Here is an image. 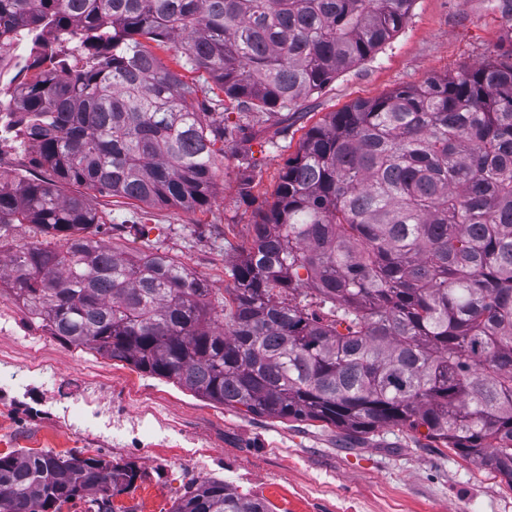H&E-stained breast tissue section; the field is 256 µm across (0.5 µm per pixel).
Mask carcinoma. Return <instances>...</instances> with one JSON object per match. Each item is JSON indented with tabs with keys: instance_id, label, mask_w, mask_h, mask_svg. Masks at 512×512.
<instances>
[{
	"instance_id": "obj_1",
	"label": "carcinoma",
	"mask_w": 512,
	"mask_h": 512,
	"mask_svg": "<svg viewBox=\"0 0 512 512\" xmlns=\"http://www.w3.org/2000/svg\"><path fill=\"white\" fill-rule=\"evenodd\" d=\"M413 2L0 0V50H36L10 111L49 173L0 171V224L47 236L0 238V282L51 336L211 402L351 437L424 427L512 487V61L328 113L288 159L217 306L168 256L93 240L89 198L59 189L210 204L215 146L232 132L223 100L199 98L143 41L244 110L280 112L373 56ZM138 477L102 457L14 451L0 455V512L76 498L112 512ZM173 512L271 507L204 479ZM11 244H22L32 240H42L39 230L32 224H8L0 230Z\"/></svg>"
}]
</instances>
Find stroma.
Instances as JSON below:
<instances>
[{
	"label": "stroma",
	"mask_w": 512,
	"mask_h": 512,
	"mask_svg": "<svg viewBox=\"0 0 512 512\" xmlns=\"http://www.w3.org/2000/svg\"><path fill=\"white\" fill-rule=\"evenodd\" d=\"M512 45V0H414L402 29L371 58L338 74L321 92L285 114L260 118L224 109L236 129L217 160L215 192L204 209L146 206L96 195L97 241L117 252H161L208 281L220 300L261 208L306 132L327 113L428 78L497 62ZM252 179L250 197L240 193ZM0 368L27 371L23 388L0 400V454L25 449L102 455L132 465L134 486L112 499L114 512H172L195 480L216 478L267 501L273 512H512V487L424 432L384 426L357 439L319 422L259 416L210 402L173 381L143 373L55 339L32 321L9 291L0 292ZM54 371L44 382L39 368ZM91 395L87 419L72 427L58 417L65 400ZM125 402L131 416L148 408L169 420L157 447L116 449L106 410ZM208 449L197 464L191 446Z\"/></svg>",
	"instance_id": "35a3bbf8"
}]
</instances>
